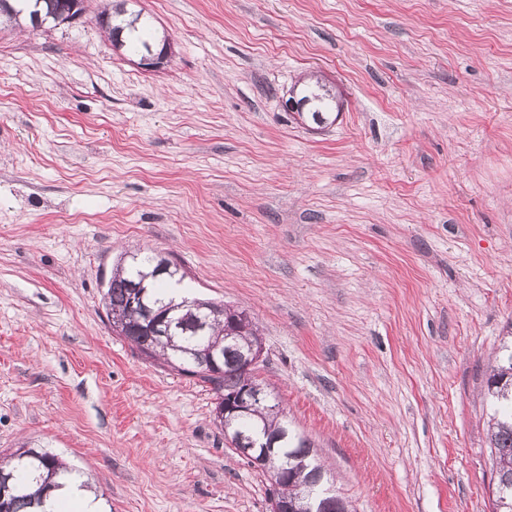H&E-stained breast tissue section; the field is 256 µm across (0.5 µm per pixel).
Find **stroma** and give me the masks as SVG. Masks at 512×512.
Instances as JSON below:
<instances>
[{
	"instance_id": "stroma-1",
	"label": "stroma",
	"mask_w": 512,
	"mask_h": 512,
	"mask_svg": "<svg viewBox=\"0 0 512 512\" xmlns=\"http://www.w3.org/2000/svg\"><path fill=\"white\" fill-rule=\"evenodd\" d=\"M0 26V454L107 512H269L209 384L111 331L122 254L247 311L261 379L357 512H492L483 398L512 322V0H128L162 69ZM340 91L323 129L284 102Z\"/></svg>"
}]
</instances>
